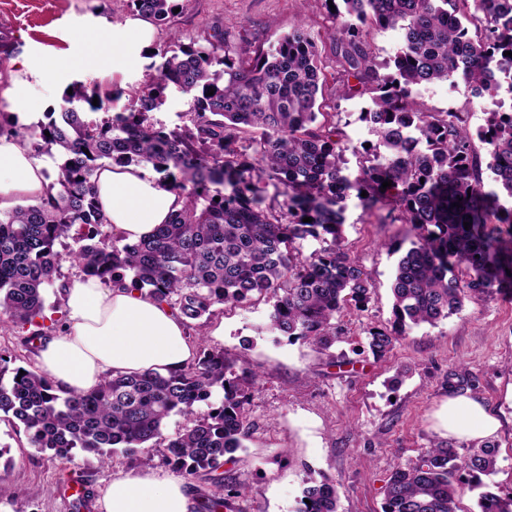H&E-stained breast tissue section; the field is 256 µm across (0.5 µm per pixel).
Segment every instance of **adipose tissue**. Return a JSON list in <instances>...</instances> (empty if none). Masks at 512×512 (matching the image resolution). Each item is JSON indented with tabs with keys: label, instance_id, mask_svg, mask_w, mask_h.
<instances>
[{
	"label": "adipose tissue",
	"instance_id": "adipose-tissue-1",
	"mask_svg": "<svg viewBox=\"0 0 512 512\" xmlns=\"http://www.w3.org/2000/svg\"><path fill=\"white\" fill-rule=\"evenodd\" d=\"M155 40L151 20L129 17L112 28V70ZM98 201L115 233L136 241L167 223L183 199L149 166H108L97 174ZM44 164L18 139L0 136V213L44 196ZM68 324L41 349L40 367L62 393L95 387L106 375L147 370L178 371L193 357L183 321L167 305L133 286L112 288L95 278L73 280L64 290ZM501 429L496 413L480 399H448L447 430L458 439L488 438ZM183 482L155 473L112 480L104 512H190Z\"/></svg>",
	"mask_w": 512,
	"mask_h": 512
}]
</instances>
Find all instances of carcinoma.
<instances>
[{
  "mask_svg": "<svg viewBox=\"0 0 512 512\" xmlns=\"http://www.w3.org/2000/svg\"><path fill=\"white\" fill-rule=\"evenodd\" d=\"M189 2L128 6L163 26ZM334 2L336 24L326 34L337 67L330 98L369 94L358 120L374 137L370 147L352 150L353 167L345 134L318 101L327 83L319 49L300 29L251 56L224 50L220 35L186 44L174 34L148 83L129 91V111L112 114L111 93L80 87L36 129L0 126V135L62 159L40 202L0 216V313L19 327L45 318L44 290L58 272L55 245L71 237V257L84 276L113 287L131 282L178 312L189 330L219 305L263 299L272 303L271 331L326 350L344 336L343 311L371 300L368 274L343 245L352 195L366 211L408 225L410 237L391 286L393 321L368 331L374 357H385L412 328L458 313L473 295L511 289L512 206L500 198L512 201V112L492 110L475 130L470 112L484 98L512 94V57L504 55L512 52V0ZM369 24L400 34L393 58L377 60L363 37ZM459 79L471 93L463 108L432 112L417 97L424 85ZM171 86L192 101L187 123L156 126L150 113L165 104ZM79 101L106 116L89 117L74 106ZM476 139L485 145V164ZM140 163L171 180L183 207L130 243L112 233L100 210L96 177L108 164ZM263 174L283 186L281 203L260 195L254 178ZM385 181L391 186L383 191ZM310 239L318 247L306 255ZM198 345L195 361L178 372L108 375L80 394L60 395L44 375L17 368L11 383L0 381V414L22 424L34 447L61 459L77 448L104 456L161 445L185 478L212 480L206 512H223L227 484L218 470L250 436L259 374L238 372L224 352ZM217 389L222 402L197 416ZM173 415L185 424L166 438ZM494 468L489 445L463 456L453 443L435 442L392 470L382 512H459L457 475ZM302 498L297 512H338L336 487L324 476L310 481ZM481 512H512V495L482 494Z\"/></svg>",
  "mask_w": 512,
  "mask_h": 512,
  "instance_id": "carcinoma-1",
  "label": "carcinoma"
}]
</instances>
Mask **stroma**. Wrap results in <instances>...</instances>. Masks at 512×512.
Masks as SVG:
<instances>
[{"mask_svg":"<svg viewBox=\"0 0 512 512\" xmlns=\"http://www.w3.org/2000/svg\"><path fill=\"white\" fill-rule=\"evenodd\" d=\"M127 0H0V33L14 42L0 63V115L28 126L6 96L16 63L43 57L75 59L95 34L100 53L94 63L62 72L54 84L30 77V97L39 114L59 107L68 89L101 85L118 91L113 111L128 109L127 90L150 79L148 55L112 72V26L131 16ZM334 24L327 0H191L169 23L157 27L155 48L171 33L202 39L222 32L230 49L241 46L240 28L257 32L261 45L276 43L304 28L322 52L327 68L335 59L325 33ZM344 237L370 278L372 298L365 309L346 310L339 321L346 333L326 350L266 329L269 303L215 307L201 334L206 345L245 361L261 373L250 407L254 423L223 471L237 482L234 512H297L305 483L319 475L334 481L339 512H382L383 486L392 469L448 438L449 396H475L502 421L493 437L491 474L462 473L456 484L462 512H479L481 494H512V292L469 297L462 310L437 325H423L400 337L386 357L368 348L371 327L392 318L390 291L396 254L387 242L401 241L404 224H386L356 197L346 201ZM58 274L45 291V317L36 325L14 326L0 315V364L6 371L40 367V343L66 322L63 285L80 277L79 268L59 247ZM155 472L171 473L162 448L118 451L103 459L73 451L62 461L34 448L22 426L0 416V512H103L101 500L113 479ZM87 494L82 505L68 496L73 481Z\"/></svg>","mask_w":512,"mask_h":512,"instance_id":"35a3bbf8","label":"stroma"}]
</instances>
